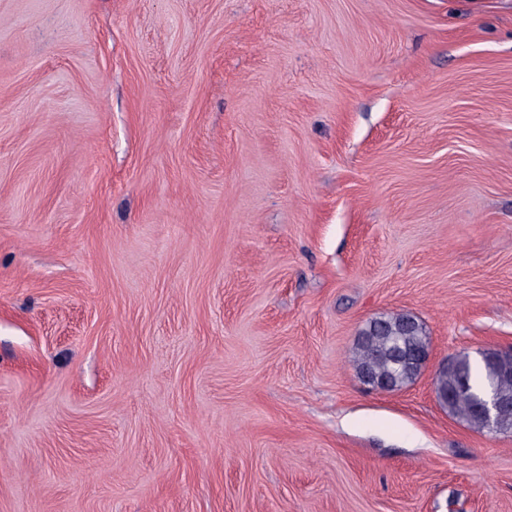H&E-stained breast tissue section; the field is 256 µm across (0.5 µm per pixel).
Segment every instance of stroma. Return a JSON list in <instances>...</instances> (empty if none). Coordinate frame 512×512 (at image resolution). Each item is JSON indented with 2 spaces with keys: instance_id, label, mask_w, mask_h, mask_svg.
Returning <instances> with one entry per match:
<instances>
[{
  "instance_id": "stroma-1",
  "label": "stroma",
  "mask_w": 512,
  "mask_h": 512,
  "mask_svg": "<svg viewBox=\"0 0 512 512\" xmlns=\"http://www.w3.org/2000/svg\"><path fill=\"white\" fill-rule=\"evenodd\" d=\"M508 345L512 0H0V512H512ZM429 343L426 328L418 318L405 312L382 314L360 331L353 365L357 375H370L388 389L398 390L420 374L421 356ZM492 385L502 398H512V359L504 358L496 363L484 359L474 360L469 354L457 355L448 368L441 369L435 381L436 392L448 389L454 392L453 400L448 403V411L461 422L477 431L498 432L502 419L511 413L512 404L501 401ZM487 389L478 401L477 398Z\"/></svg>"
}]
</instances>
